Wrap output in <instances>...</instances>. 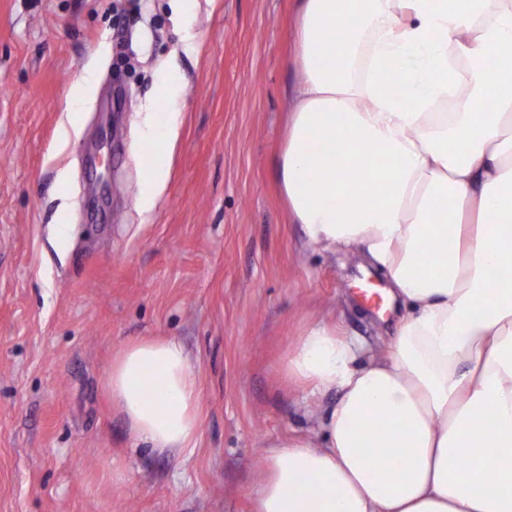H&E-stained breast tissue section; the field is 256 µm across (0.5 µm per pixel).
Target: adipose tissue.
Returning a JSON list of instances; mask_svg holds the SVG:
<instances>
[{"instance_id":"1","label":"adipose tissue","mask_w":512,"mask_h":512,"mask_svg":"<svg viewBox=\"0 0 512 512\" xmlns=\"http://www.w3.org/2000/svg\"><path fill=\"white\" fill-rule=\"evenodd\" d=\"M295 49L276 181L307 244L366 257L400 313L379 352L322 323L291 348L338 398L268 445L253 512H512V0H300ZM105 389L133 444L196 448L179 339L126 343Z\"/></svg>"}]
</instances>
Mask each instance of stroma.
Wrapping results in <instances>:
<instances>
[{
  "instance_id": "stroma-1",
  "label": "stroma",
  "mask_w": 512,
  "mask_h": 512,
  "mask_svg": "<svg viewBox=\"0 0 512 512\" xmlns=\"http://www.w3.org/2000/svg\"><path fill=\"white\" fill-rule=\"evenodd\" d=\"M296 22L295 0H0V512H252L265 446L311 426L291 347L324 321L371 348L393 321L357 261L304 246L272 173ZM151 337L202 378L193 452L133 447L105 393ZM153 154H158L155 146L151 147L146 153L145 165L149 171V180H148V200L151 198V194L161 190L165 185L166 180V172L163 163L158 158V155L155 157L154 161L151 163V156Z\"/></svg>"
}]
</instances>
